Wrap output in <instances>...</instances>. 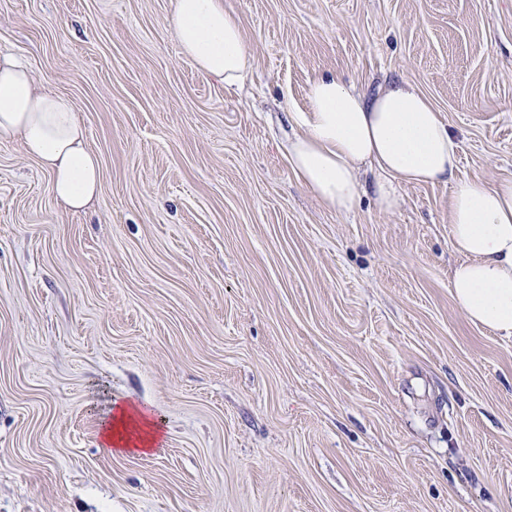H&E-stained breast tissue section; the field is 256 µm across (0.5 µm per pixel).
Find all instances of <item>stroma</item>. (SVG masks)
<instances>
[{
	"label": "stroma",
	"mask_w": 512,
	"mask_h": 512,
	"mask_svg": "<svg viewBox=\"0 0 512 512\" xmlns=\"http://www.w3.org/2000/svg\"><path fill=\"white\" fill-rule=\"evenodd\" d=\"M252 69L185 58L174 0H0L102 191L65 210L0 137V512H512V338L452 292V182L325 208L292 113L406 80L456 179L512 176V0H223ZM161 427L115 452V406Z\"/></svg>",
	"instance_id": "35a3bbf8"
}]
</instances>
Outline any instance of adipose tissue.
Segmentation results:
<instances>
[{
	"mask_svg": "<svg viewBox=\"0 0 512 512\" xmlns=\"http://www.w3.org/2000/svg\"><path fill=\"white\" fill-rule=\"evenodd\" d=\"M173 36L182 54L216 81L234 84L251 67L238 20L222 0H175ZM299 132L288 145L298 178L327 208L350 212L364 187L361 166L375 173L381 208L398 206L402 185L453 180L457 145L439 112L413 84L399 80L375 95L335 75L315 80L307 109L293 115ZM0 135L19 138L50 176V192L69 211L87 207L102 187L101 164L67 96L39 90L15 56L0 54ZM450 243L458 306L476 324L512 337V177L494 185L455 182ZM159 427L141 412L118 407L103 440L115 451L148 452Z\"/></svg>",
	"mask_w": 512,
	"mask_h": 512,
	"instance_id": "adipose-tissue-1",
	"label": "adipose tissue"
}]
</instances>
